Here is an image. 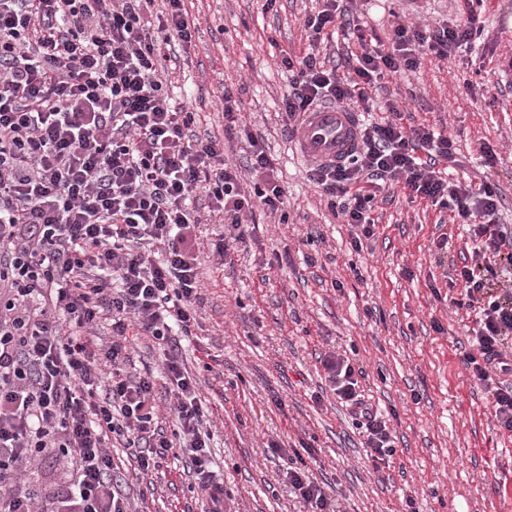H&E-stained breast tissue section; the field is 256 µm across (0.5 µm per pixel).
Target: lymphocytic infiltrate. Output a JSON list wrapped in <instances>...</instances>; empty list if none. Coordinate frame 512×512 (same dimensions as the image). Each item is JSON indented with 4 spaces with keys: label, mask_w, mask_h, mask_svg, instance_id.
I'll use <instances>...</instances> for the list:
<instances>
[{
    "label": "lymphocytic infiltrate",
    "mask_w": 512,
    "mask_h": 512,
    "mask_svg": "<svg viewBox=\"0 0 512 512\" xmlns=\"http://www.w3.org/2000/svg\"><path fill=\"white\" fill-rule=\"evenodd\" d=\"M164 2L153 18L154 0H0V271L13 290L0 313V512H41L25 474L46 448L59 449L71 470L57 512H127L112 477L116 444L138 449L144 473L183 451L194 492L208 512H224L203 429L208 408L181 348L199 325L205 256L226 257L246 239L243 214L256 206L277 213L284 191L231 94L223 96L220 138L192 134L194 114L171 106L167 49L190 44L194 21L185 0ZM462 2L458 20L432 30L399 24L382 42L352 25L342 0H322L304 22L309 50L281 56L291 76L285 130L325 104L371 113V92L385 76L427 55L473 49L484 22L476 0ZM345 28L357 53L341 77L316 48ZM382 109L387 119L360 124V152L315 165L311 178L356 229V249L373 236L376 192L390 182L466 226L470 260L450 283L478 327L462 363L500 430L512 433V280L501 277L512 267V229L496 221L499 193L487 182L450 181L448 138L425 125L406 128L391 102ZM232 142L248 145L259 178L252 192L224 158ZM200 197L228 220L208 250L190 233L201 222L192 206ZM103 321L108 342L96 334ZM134 336L162 350L161 375L125 376ZM321 365L363 429L368 456L392 455L388 422L362 395L352 361L329 354ZM161 387L171 399L168 435L152 427ZM287 477L313 512H341L304 468L289 467Z\"/></svg>",
    "instance_id": "lymphocytic-infiltrate-1"
}]
</instances>
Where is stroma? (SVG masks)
I'll use <instances>...</instances> for the list:
<instances>
[{"label":"stroma","mask_w":512,"mask_h":512,"mask_svg":"<svg viewBox=\"0 0 512 512\" xmlns=\"http://www.w3.org/2000/svg\"><path fill=\"white\" fill-rule=\"evenodd\" d=\"M197 19L192 44L168 64L175 107L194 112L198 136L223 135L222 95L232 89L243 120L275 163L285 222L255 209L246 242L206 261L201 323L182 350L208 406L214 480L226 512H308L285 471L287 453L310 444V477L343 512H512V437L501 432L461 355L475 314L453 304L448 278L469 257L467 233L448 210L380 193L374 235L361 250L334 216L309 162L283 128L288 74L281 52L303 51V22L317 0H186ZM366 32L432 27L459 14L458 0H354ZM485 29L471 60L428 59L385 77L378 98L404 123L448 136L460 161L455 180L500 193L499 223L512 227V0H484ZM447 236L448 248L434 242ZM348 356L361 388L389 415L395 452L381 466L329 390L320 359ZM283 447L272 454L270 444ZM129 512H206L184 455L153 475L127 450L112 451ZM50 512L68 478L58 449L27 474Z\"/></svg>","instance_id":"35a3bbf8"}]
</instances>
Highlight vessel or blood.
<instances>
[{"instance_id":"b4317fda","label":"vessel or blood","mask_w":512,"mask_h":512,"mask_svg":"<svg viewBox=\"0 0 512 512\" xmlns=\"http://www.w3.org/2000/svg\"><path fill=\"white\" fill-rule=\"evenodd\" d=\"M295 138L307 160L336 164L347 160L357 149L359 129L349 110L324 106L308 113Z\"/></svg>"}]
</instances>
